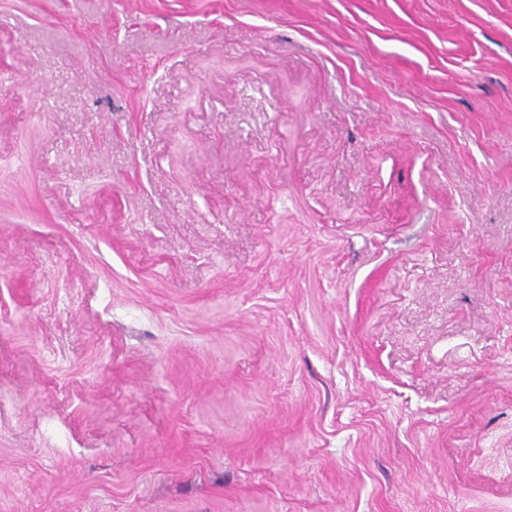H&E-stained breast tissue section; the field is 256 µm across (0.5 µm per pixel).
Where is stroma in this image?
<instances>
[{
	"label": "stroma",
	"mask_w": 512,
	"mask_h": 512,
	"mask_svg": "<svg viewBox=\"0 0 512 512\" xmlns=\"http://www.w3.org/2000/svg\"><path fill=\"white\" fill-rule=\"evenodd\" d=\"M0 512H512V0H0Z\"/></svg>",
	"instance_id": "obj_1"
}]
</instances>
